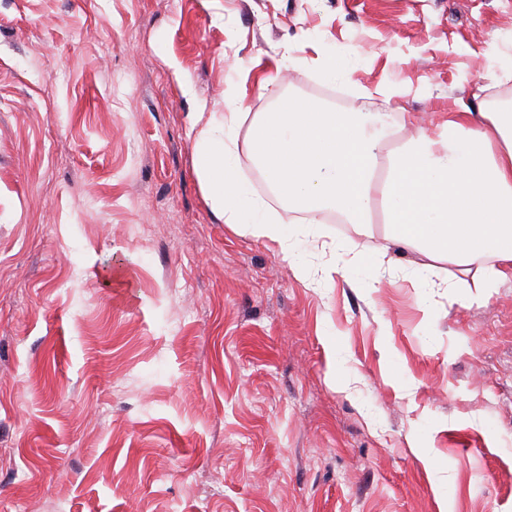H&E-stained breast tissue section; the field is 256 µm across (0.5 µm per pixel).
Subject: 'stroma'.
Wrapping results in <instances>:
<instances>
[{
    "instance_id": "35a3bbf8",
    "label": "stroma",
    "mask_w": 512,
    "mask_h": 512,
    "mask_svg": "<svg viewBox=\"0 0 512 512\" xmlns=\"http://www.w3.org/2000/svg\"><path fill=\"white\" fill-rule=\"evenodd\" d=\"M510 61L512 0H0V512H512V281L375 272L332 214L256 240L194 150L232 92L432 134ZM355 65V56L348 55L340 60L323 55L318 60L319 71L326 81L335 82L344 78Z\"/></svg>"
}]
</instances>
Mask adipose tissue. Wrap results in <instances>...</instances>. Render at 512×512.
<instances>
[{
    "label": "adipose tissue",
    "instance_id": "1",
    "mask_svg": "<svg viewBox=\"0 0 512 512\" xmlns=\"http://www.w3.org/2000/svg\"><path fill=\"white\" fill-rule=\"evenodd\" d=\"M242 106L235 98L199 132L197 172L226 223L282 245L293 226L262 214L237 175L231 132ZM417 122L412 112L392 120L290 100L253 120L247 147L289 212L308 223L334 212L365 235L378 213L388 247L411 253L423 280L468 289L512 279V112L458 103L435 138Z\"/></svg>",
    "mask_w": 512,
    "mask_h": 512
}]
</instances>
